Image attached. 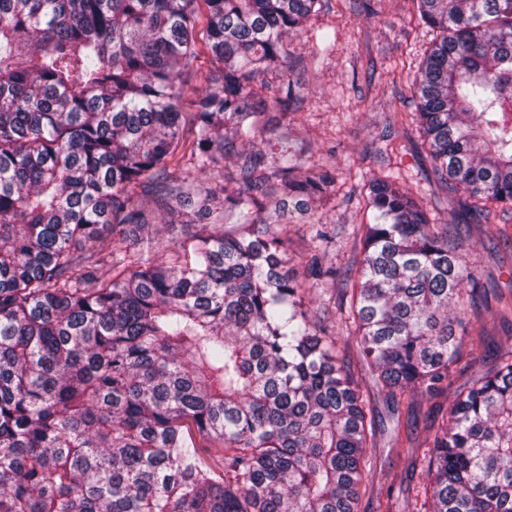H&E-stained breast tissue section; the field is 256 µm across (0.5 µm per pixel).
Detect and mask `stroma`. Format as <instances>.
<instances>
[{
  "label": "stroma",
  "instance_id": "35a3bbf8",
  "mask_svg": "<svg viewBox=\"0 0 512 512\" xmlns=\"http://www.w3.org/2000/svg\"><path fill=\"white\" fill-rule=\"evenodd\" d=\"M411 6V0H327L288 41L287 71L303 85L304 100L291 124L270 143L274 149L301 152L336 168V201L322 209L336 241L323 259L327 266L344 268L352 250L344 227L357 221L363 183L385 167L381 152L397 136L391 112L415 109L406 77L433 33L411 22ZM319 29L335 32L337 42L333 53L316 61L311 51ZM454 221L462 231L466 263L481 268L502 290L512 289V251L505 246L512 239V215L492 208L489 224L483 225L461 210ZM474 323L486 335L480 364L485 370L494 365L498 348L512 345V320L483 309ZM373 460L374 484L360 512H400L408 489L422 483L421 474H408L383 436Z\"/></svg>",
  "mask_w": 512,
  "mask_h": 512
}]
</instances>
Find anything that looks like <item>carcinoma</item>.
I'll use <instances>...</instances> for the list:
<instances>
[{
    "mask_svg": "<svg viewBox=\"0 0 512 512\" xmlns=\"http://www.w3.org/2000/svg\"><path fill=\"white\" fill-rule=\"evenodd\" d=\"M320 2L0 0V512H359L377 401L410 410L480 362L489 289L436 203L461 189L512 211V0H412L440 38L415 111L391 116L430 173L412 192L389 162L364 184L342 283L354 367L306 303L335 275L316 210L336 176L265 140L267 110L300 106L288 38ZM189 74L204 87L184 112ZM175 203L210 221L162 254ZM189 425L222 443L223 477ZM389 447L427 479L405 512H512V347L433 438L397 424Z\"/></svg>",
    "mask_w": 512,
    "mask_h": 512,
    "instance_id": "obj_1",
    "label": "carcinoma"
}]
</instances>
